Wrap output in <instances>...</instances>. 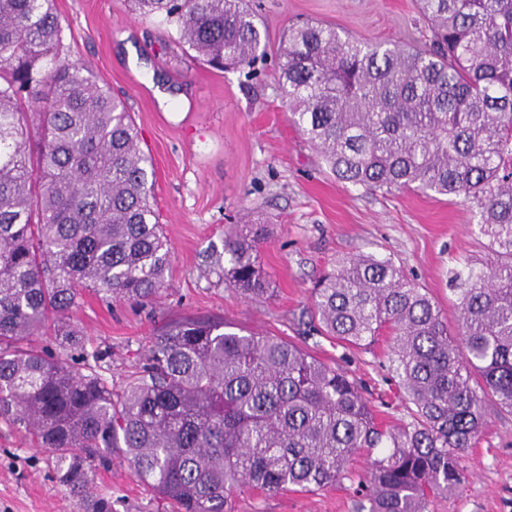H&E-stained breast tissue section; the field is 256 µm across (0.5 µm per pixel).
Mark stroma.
Returning <instances> with one entry per match:
<instances>
[{"label":"stroma","instance_id":"35a3bbf8","mask_svg":"<svg viewBox=\"0 0 512 512\" xmlns=\"http://www.w3.org/2000/svg\"><path fill=\"white\" fill-rule=\"evenodd\" d=\"M267 32V51L250 69L218 71L184 51L172 28L136 14L127 0H55L64 30L62 60L91 67L123 97L155 169V209L171 244L156 299L140 305L87 291L67 318L88 349L104 352L100 372L121 391L140 371L154 336L181 315L224 319L235 327L289 340L340 365L360 382L377 418L409 421L388 361V339L345 347L311 325L312 288L343 255L392 259L456 325L453 272L485 267L489 255L468 206L457 198L411 190L384 193L344 184L292 122L278 81L282 35L317 20L342 35L423 45L430 37L414 0H248ZM178 95L159 106L152 87ZM244 221L265 225L259 261L274 292L244 299L222 278L216 256L224 234ZM466 478L430 512H512V411L488 403L481 436L464 458ZM95 494L112 512H171L127 464L98 467ZM355 486L344 480L315 492L244 491L234 512H356ZM0 512H85L52 476L47 452L0 423Z\"/></svg>","mask_w":512,"mask_h":512}]
</instances>
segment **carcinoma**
Listing matches in <instances>:
<instances>
[{
    "instance_id": "carcinoma-1",
    "label": "carcinoma",
    "mask_w": 512,
    "mask_h": 512,
    "mask_svg": "<svg viewBox=\"0 0 512 512\" xmlns=\"http://www.w3.org/2000/svg\"><path fill=\"white\" fill-rule=\"evenodd\" d=\"M214 68L251 66L266 32L245 0H133ZM422 48L288 28L278 81L293 122L336 178L370 190L462 199L487 239L485 269L455 275L451 330L438 305L388 258L336 259L311 320L342 345L390 336L410 421L383 428L360 385L278 336L182 316L154 336L115 394L84 333L65 319L82 291L143 303L171 250L154 209L151 161L125 102L84 64L59 59L54 0H0V421L52 454L53 478L86 501L114 454L176 512H231L233 494L357 482L368 512H428L465 478L486 401L512 409V0H415ZM26 103L41 117L29 148ZM260 224L225 235L227 280L271 294ZM53 324L70 349L23 345ZM369 469H350L364 449Z\"/></svg>"
}]
</instances>
